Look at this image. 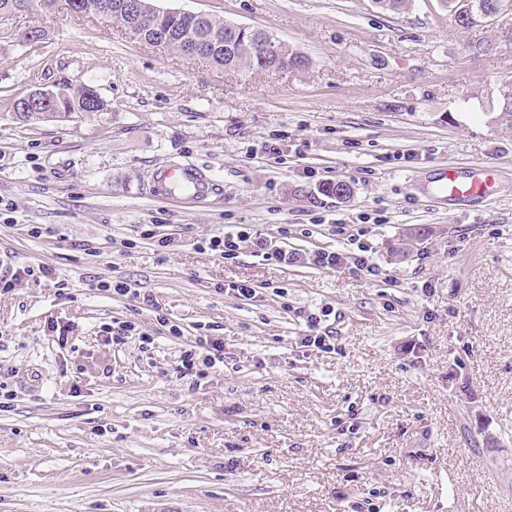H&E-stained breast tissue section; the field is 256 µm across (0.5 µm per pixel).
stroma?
<instances>
[{
    "instance_id": "35a3bbf8",
    "label": "stroma",
    "mask_w": 512,
    "mask_h": 512,
    "mask_svg": "<svg viewBox=\"0 0 512 512\" xmlns=\"http://www.w3.org/2000/svg\"><path fill=\"white\" fill-rule=\"evenodd\" d=\"M159 4L264 29L309 64L224 70L67 0L0 15V257L68 283L0 289V512H512V48L469 50L512 11L464 29L440 0ZM31 27L43 38L21 43ZM61 84L93 85L110 111L16 118L14 100ZM185 163L209 166L219 195L156 196L153 170ZM440 163L495 166L498 196L419 198ZM338 180L348 198L323 193ZM142 224L170 246L137 240ZM241 226L343 260L195 247ZM240 281L255 298L217 290ZM312 315L329 349L302 346ZM127 320L153 345L108 341ZM201 325L224 365L193 390L177 365ZM253 245L262 251V256L268 260H274L278 264L285 267L296 266L297 264L306 261L307 264L313 265L317 269L333 270L336 266L341 264L342 254L332 252H316L308 258L303 256L297 250H288V248H275L264 238L261 234L256 235ZM90 281H92L91 284H89V287H91V288H98V290H103V291H111L112 290V294H115L117 296H127V295L131 294L134 298L141 299L142 303L145 304L146 306L153 307L155 309V311H157V309H158V307L155 304V300H154L152 294L146 293V292L141 294L140 291H137V289H135V288L132 289L131 285L128 282L115 281V284H114V282H109V281L108 282H106V281L95 282V280H90Z\"/></svg>"
}]
</instances>
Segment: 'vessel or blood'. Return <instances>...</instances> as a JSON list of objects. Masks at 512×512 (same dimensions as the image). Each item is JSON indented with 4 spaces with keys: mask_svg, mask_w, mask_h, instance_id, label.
<instances>
[{
    "mask_svg": "<svg viewBox=\"0 0 512 512\" xmlns=\"http://www.w3.org/2000/svg\"><path fill=\"white\" fill-rule=\"evenodd\" d=\"M153 181L156 188L165 190L168 199L177 203L204 198L217 189L210 170L197 164L158 168ZM499 185L496 171L487 167H444L421 180L417 191L433 201L468 202L494 196Z\"/></svg>",
    "mask_w": 512,
    "mask_h": 512,
    "instance_id": "obj_1",
    "label": "vessel or blood"
}]
</instances>
